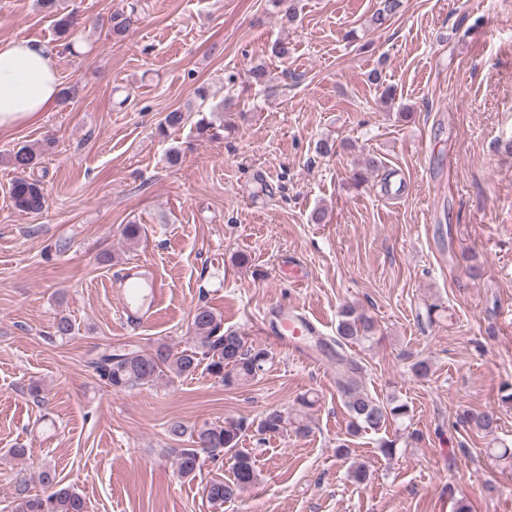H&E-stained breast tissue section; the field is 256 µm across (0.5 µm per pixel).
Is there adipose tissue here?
<instances>
[{
    "label": "adipose tissue",
    "mask_w": 512,
    "mask_h": 512,
    "mask_svg": "<svg viewBox=\"0 0 512 512\" xmlns=\"http://www.w3.org/2000/svg\"><path fill=\"white\" fill-rule=\"evenodd\" d=\"M58 92L55 57L47 46L29 39L0 40V130L35 120Z\"/></svg>",
    "instance_id": "adipose-tissue-1"
}]
</instances>
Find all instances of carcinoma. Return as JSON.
<instances>
[{
	"mask_svg": "<svg viewBox=\"0 0 512 512\" xmlns=\"http://www.w3.org/2000/svg\"><path fill=\"white\" fill-rule=\"evenodd\" d=\"M403 0H380L372 14L370 24L380 28L401 12ZM252 84L260 86L269 97L277 95L278 87L268 79L267 69L257 64L250 69ZM187 114L175 109L165 114L158 126V134L166 136L170 129L185 125ZM10 163L20 172L10 187L14 206L21 212L39 214L48 208V196L41 180L30 175L39 165V153L29 147L18 148ZM374 321L345 305L339 311L336 326V348L331 350V360L336 365L335 383L349 415L348 433L377 434L391 425L404 423L411 417L409 405L396 395L382 400L366 391L362 365L344 355L345 346L364 343L374 335ZM193 346L178 350L167 343H159L146 350L137 345L108 346L91 360V366L116 392H126L158 379L168 382L195 375L200 366L226 387L250 384L258 380L272 360V354L261 346L247 344L236 330L224 329L220 317L208 306L195 309L191 317ZM315 399L303 394L289 408L271 407L258 419H229L222 423L188 425L179 420L169 423L168 432L175 438H188L190 447L175 449V468L183 479L194 480L201 471L203 458L213 460L220 455L232 460L233 477H213L204 486V493L213 506L223 507L241 497L257 479L255 461L241 448L243 438L251 432L259 435H284L292 432L303 436L310 432L308 414ZM499 418L489 409H467L457 416L461 427L492 435L498 428ZM41 492L29 493L28 480L17 478L16 512H85L84 498L70 487H63L56 468L49 463L41 465L38 473Z\"/></svg>",
	"mask_w": 512,
	"mask_h": 512,
	"instance_id": "carcinoma-1",
	"label": "carcinoma"
}]
</instances>
